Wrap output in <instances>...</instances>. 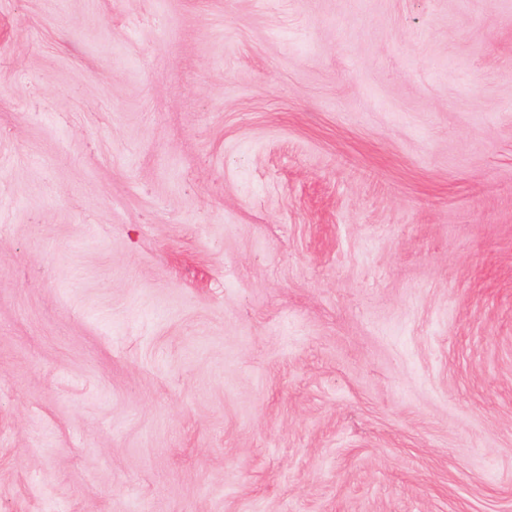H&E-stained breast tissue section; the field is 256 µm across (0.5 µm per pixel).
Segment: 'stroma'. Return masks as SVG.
<instances>
[{"instance_id":"35a3bbf8","label":"stroma","mask_w":512,"mask_h":512,"mask_svg":"<svg viewBox=\"0 0 512 512\" xmlns=\"http://www.w3.org/2000/svg\"><path fill=\"white\" fill-rule=\"evenodd\" d=\"M0 512H512V0H0Z\"/></svg>"}]
</instances>
